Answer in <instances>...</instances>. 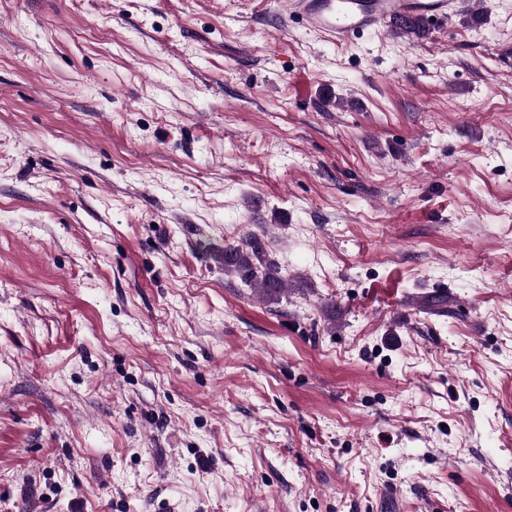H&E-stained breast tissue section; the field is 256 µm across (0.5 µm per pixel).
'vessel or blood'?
<instances>
[{"label": "vessel or blood", "instance_id": "obj_1", "mask_svg": "<svg viewBox=\"0 0 512 512\" xmlns=\"http://www.w3.org/2000/svg\"><path fill=\"white\" fill-rule=\"evenodd\" d=\"M290 21L338 41H349L385 22L420 17L446 22L457 0H283Z\"/></svg>", "mask_w": 512, "mask_h": 512}]
</instances>
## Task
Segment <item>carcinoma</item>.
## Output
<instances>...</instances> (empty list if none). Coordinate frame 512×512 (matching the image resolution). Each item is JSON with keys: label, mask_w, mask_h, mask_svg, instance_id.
<instances>
[{"label": "carcinoma", "mask_w": 512, "mask_h": 512, "mask_svg": "<svg viewBox=\"0 0 512 512\" xmlns=\"http://www.w3.org/2000/svg\"><path fill=\"white\" fill-rule=\"evenodd\" d=\"M217 261L224 272L235 274L255 286L263 298L276 301L286 290V280L279 265L265 253L259 238L251 233L237 243H227L216 249Z\"/></svg>", "instance_id": "carcinoma-1"}]
</instances>
